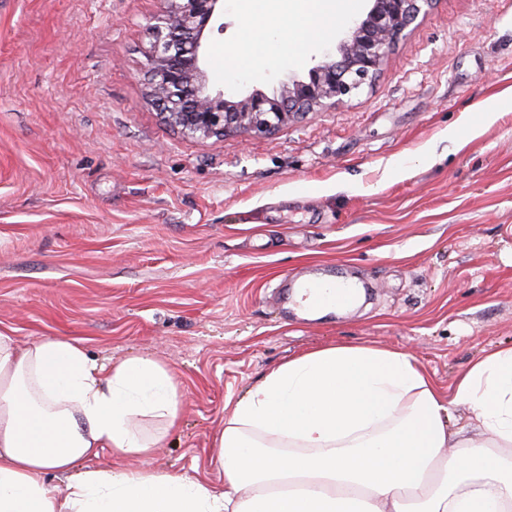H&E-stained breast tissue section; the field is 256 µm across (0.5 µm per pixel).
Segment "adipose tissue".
<instances>
[{
	"instance_id": "ef3b65f1",
	"label": "adipose tissue",
	"mask_w": 512,
	"mask_h": 512,
	"mask_svg": "<svg viewBox=\"0 0 512 512\" xmlns=\"http://www.w3.org/2000/svg\"><path fill=\"white\" fill-rule=\"evenodd\" d=\"M298 3L311 40L356 6ZM454 400L484 440L449 430ZM148 418L179 420L157 360L99 365L80 341L23 346L0 331V512H512V347L474 361L451 396L407 352L335 345L289 359L225 418L220 488L145 466L161 440ZM51 472L69 474L63 493Z\"/></svg>"
}]
</instances>
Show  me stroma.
Returning a JSON list of instances; mask_svg holds the SVG:
<instances>
[{"instance_id":"1","label":"stroma","mask_w":512,"mask_h":512,"mask_svg":"<svg viewBox=\"0 0 512 512\" xmlns=\"http://www.w3.org/2000/svg\"><path fill=\"white\" fill-rule=\"evenodd\" d=\"M163 0H0V330L149 356L180 417L147 464L223 487L213 442L268 370L329 345L419 357L444 393L512 346V0H431L353 96L271 133L184 136L150 95ZM212 86L304 74L343 37L260 31L224 0ZM249 42L264 64L224 73ZM370 283L306 321L284 277Z\"/></svg>"}]
</instances>
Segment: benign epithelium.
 Returning <instances> with one entry per match:
<instances>
[{"mask_svg":"<svg viewBox=\"0 0 512 512\" xmlns=\"http://www.w3.org/2000/svg\"><path fill=\"white\" fill-rule=\"evenodd\" d=\"M168 2L147 55L151 95L167 122L188 137L204 139L271 132L353 95L430 0H369L365 14L305 75L281 82L270 94L256 89L246 96L212 88L204 70L205 32L224 12L223 0Z\"/></svg>","mask_w":512,"mask_h":512,"instance_id":"obj_1","label":"benign epithelium"}]
</instances>
